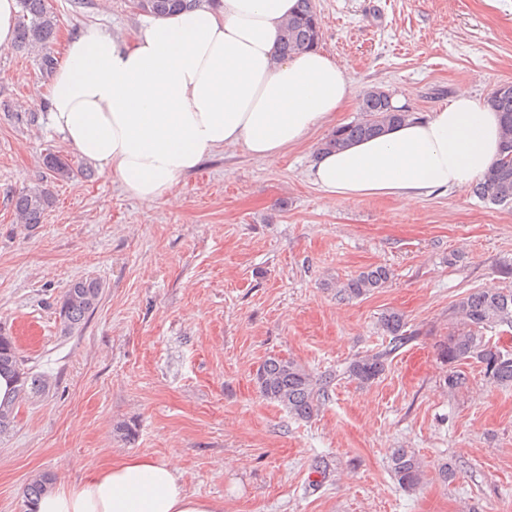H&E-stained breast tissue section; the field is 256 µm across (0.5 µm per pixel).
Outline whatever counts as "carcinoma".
I'll return each instance as SVG.
<instances>
[{"label":"carcinoma","mask_w":512,"mask_h":512,"mask_svg":"<svg viewBox=\"0 0 512 512\" xmlns=\"http://www.w3.org/2000/svg\"><path fill=\"white\" fill-rule=\"evenodd\" d=\"M200 0H139L137 7L144 13L157 16L170 11L192 8ZM20 15L14 46L32 51L45 49L56 37L58 19L48 0H19ZM285 35L280 46L284 55L299 53L318 45L320 23L313 0H298L297 11L284 23ZM488 105L499 112L503 125L502 147L499 158L488 174L480 180L474 193L493 204L512 202V89L494 90ZM363 118L333 130L320 143V149L338 150L353 142L370 138L385 129L410 118V113L396 109L390 95L374 89L364 95L360 104ZM44 165L55 179H71L84 175L67 158L55 153L44 157ZM52 204V196L45 188H28L12 199L13 211L20 223L33 228L41 223L45 211ZM390 279L389 269L377 266L358 273L336 285V294L343 300L363 296L381 288ZM104 286L95 277L71 282L64 291L59 306V317L65 329L79 332L88 317L97 308ZM458 319L456 330L439 344L438 356L448 365H459L474 360L483 366L484 374L500 385H512V350L488 342L476 330L498 324L512 326V290L507 292L472 291L453 306ZM381 326L390 341L375 353L358 357L345 370L349 377L361 384H369L381 376L392 353L409 342L412 335L405 331L402 314L388 311L381 317ZM0 374L7 377L9 389L0 400V432L6 430L14 418V409L28 387L38 386L30 375L26 360L10 336L0 335ZM255 383L260 395L285 409L297 420L308 421L317 411L319 396L327 393L330 381L319 378L298 362L279 356L267 357L256 370ZM393 478L404 490H413L423 479L421 459L405 449H395L390 457ZM46 474L28 484L24 497L26 512H31L32 501L52 485Z\"/></svg>","instance_id":"cac0c4a2"}]
</instances>
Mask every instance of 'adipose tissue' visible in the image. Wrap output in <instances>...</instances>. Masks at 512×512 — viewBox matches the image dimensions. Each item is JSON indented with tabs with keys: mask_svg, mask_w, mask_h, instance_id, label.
Instances as JSON below:
<instances>
[{
	"mask_svg": "<svg viewBox=\"0 0 512 512\" xmlns=\"http://www.w3.org/2000/svg\"><path fill=\"white\" fill-rule=\"evenodd\" d=\"M297 0H201L117 35L86 27L67 40L45 90L50 126L85 161L146 205L214 152L240 146L279 159L333 120L350 95L342 69L317 49L283 56ZM500 116L466 87L427 119L337 151L315 152L310 175L326 199L404 203L481 180L497 157ZM36 512H221L187 493L177 463L133 456L68 487Z\"/></svg>",
	"mask_w": 512,
	"mask_h": 512,
	"instance_id": "ef3b65f1",
	"label": "adipose tissue"
}]
</instances>
